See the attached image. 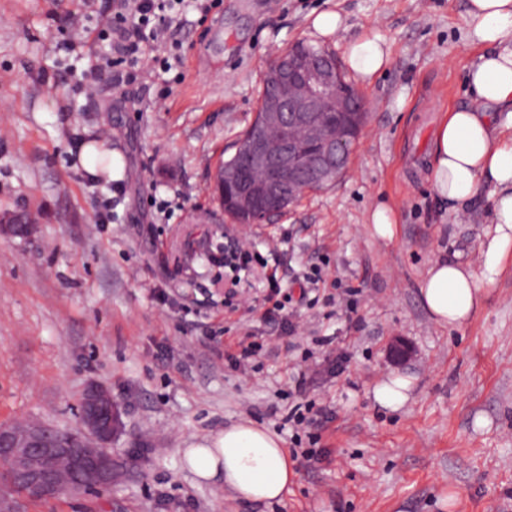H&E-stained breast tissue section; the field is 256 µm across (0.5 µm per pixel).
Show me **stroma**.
I'll return each instance as SVG.
<instances>
[{
    "mask_svg": "<svg viewBox=\"0 0 512 512\" xmlns=\"http://www.w3.org/2000/svg\"><path fill=\"white\" fill-rule=\"evenodd\" d=\"M327 10L346 28L323 40L311 20ZM465 12L466 0H215L203 17L188 4L124 84L99 38L112 0H0V213L35 219L30 237L0 235V426L76 428L93 384L122 414L111 487L24 498L22 512H512V256L461 327L436 324L419 294L434 260L481 269L490 230L488 187L455 213L424 168L436 122L470 101L480 49ZM365 34L391 59L361 89L369 115L345 173L235 223L214 176L256 118L270 60L298 40L339 58ZM91 140L121 158L113 177L78 162ZM380 204L396 212L390 240L369 228ZM241 243L248 269L213 262ZM315 272L328 286L298 308V335L263 319L267 275L289 290ZM244 329L264 350L237 370L222 354ZM317 336L348 360L300 396L293 376ZM396 336L414 350L398 366ZM391 375L411 383L396 411L373 399ZM303 399L325 416L297 433L288 413ZM242 421L288 449L318 437L321 460L298 464L282 502L240 500L183 467V448Z\"/></svg>",
    "mask_w": 512,
    "mask_h": 512,
    "instance_id": "1",
    "label": "stroma"
}]
</instances>
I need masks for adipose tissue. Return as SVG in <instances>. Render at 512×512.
I'll return each instance as SVG.
<instances>
[{
    "label": "adipose tissue",
    "mask_w": 512,
    "mask_h": 512,
    "mask_svg": "<svg viewBox=\"0 0 512 512\" xmlns=\"http://www.w3.org/2000/svg\"><path fill=\"white\" fill-rule=\"evenodd\" d=\"M465 21L471 39L483 47L467 72L472 102L448 109L436 124L429 181L438 201L456 212L480 186L490 187L493 229L482 271L438 260L421 282L423 306L436 323L451 328L480 307L482 281L492 280L512 253V0H467ZM344 55L362 85L390 62V50L378 36L348 42ZM182 459L197 479H223L225 487L248 501L282 500L296 478L282 439L251 422L191 444Z\"/></svg>",
    "instance_id": "adipose-tissue-1"
}]
</instances>
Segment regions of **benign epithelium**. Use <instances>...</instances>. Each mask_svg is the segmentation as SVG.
I'll use <instances>...</instances> for the list:
<instances>
[{"mask_svg":"<svg viewBox=\"0 0 512 512\" xmlns=\"http://www.w3.org/2000/svg\"><path fill=\"white\" fill-rule=\"evenodd\" d=\"M269 92L251 135L237 152L239 161L218 171L219 189L232 185L257 212L278 210L289 195L308 184L336 181L347 163L348 142L363 128L367 100L344 87L335 61L323 51L299 43L269 64ZM282 133L278 148L267 133ZM34 229L24 213L0 214V233L27 237ZM119 415L109 392L90 387L82 400L78 432L64 438L42 426L25 435L20 472L34 494L54 497L61 492L53 465L69 461L72 477L86 490L112 485L117 464L112 437Z\"/></svg>","mask_w":512,"mask_h":512,"instance_id":"7a95c632","label":"benign epithelium"}]
</instances>
